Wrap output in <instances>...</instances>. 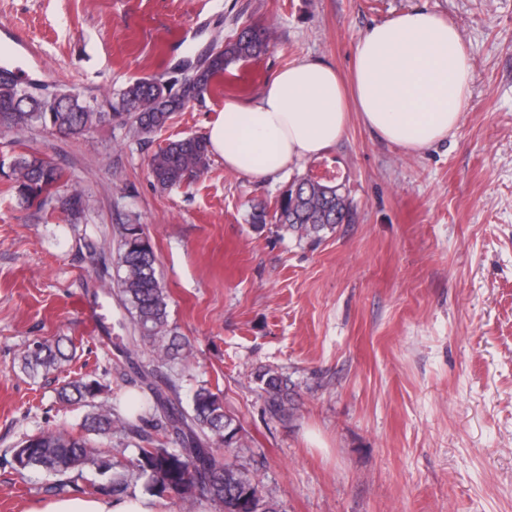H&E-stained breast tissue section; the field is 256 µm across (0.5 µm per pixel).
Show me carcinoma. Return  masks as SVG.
<instances>
[{"label":"carcinoma","instance_id":"carcinoma-1","mask_svg":"<svg viewBox=\"0 0 512 512\" xmlns=\"http://www.w3.org/2000/svg\"><path fill=\"white\" fill-rule=\"evenodd\" d=\"M268 35L245 27L235 32L217 50L210 48L198 67L182 77L179 88L167 81L139 79L129 84L112 108L130 124L141 139L148 140L172 114L201 98L224 76L228 67L266 51ZM26 89L16 80L0 82V135H16L34 127L51 128L80 135L93 125L110 120L111 113L95 110L74 98L56 108L38 101H25ZM209 165L205 139L185 137L170 142L151 158L149 169L161 188L190 184ZM10 168L9 190L24 203L44 208L56 203L73 219H79L84 202L76 192L62 195L65 172L38 153L15 157ZM349 200L340 187L313 178H301L277 199L274 209L253 208L251 224L262 229L276 224L298 239L318 238L326 230L351 220ZM118 294L130 316L129 343L143 359L131 368L150 392L145 400H131L135 419L121 417L112 409L96 405L102 386L93 379L72 380L60 392L61 398L91 408L83 424L85 434L44 431L20 441L12 449V460L21 469L41 471L56 478L51 490L67 487L65 477L92 471L86 479L90 493L101 496L125 495L131 484L143 482L146 493L165 497L175 491L182 498L192 496L197 485L206 493L215 512H280L279 505L265 489L250 464L241 460L238 449L245 447L243 427L224 409L219 394L200 385L190 407L182 406L171 381L162 379L160 368L184 360L189 345L168 321V295L157 273V255L141 224H122L118 229ZM73 353L62 345L35 344L21 356L23 370L36 377L47 375L70 361ZM267 395L271 417L290 413L288 380L267 369L259 374ZM125 432L141 441L136 457L128 465L114 464L112 458L95 448L91 436H110L112 430ZM177 447L170 448L169 436Z\"/></svg>","mask_w":512,"mask_h":512}]
</instances>
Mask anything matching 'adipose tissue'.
Here are the masks:
<instances>
[{
	"instance_id": "ef3b65f1",
	"label": "adipose tissue",
	"mask_w": 512,
	"mask_h": 512,
	"mask_svg": "<svg viewBox=\"0 0 512 512\" xmlns=\"http://www.w3.org/2000/svg\"><path fill=\"white\" fill-rule=\"evenodd\" d=\"M473 66L457 28L411 10L372 26L357 43L348 75L317 60L281 70L249 101H224L206 142L227 169L256 179L292 171L344 137L349 116L381 139L420 152L459 125ZM35 512H163L139 497L54 499Z\"/></svg>"
}]
</instances>
